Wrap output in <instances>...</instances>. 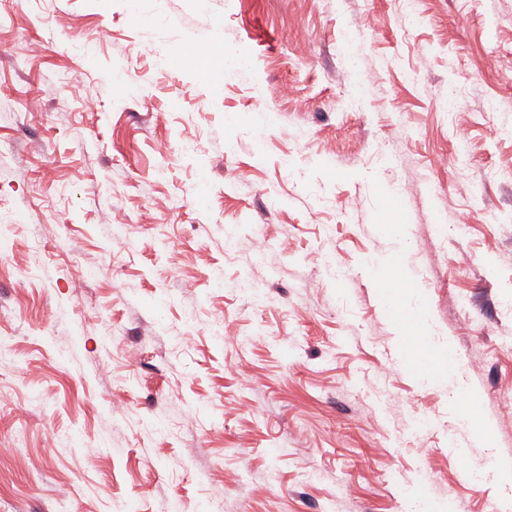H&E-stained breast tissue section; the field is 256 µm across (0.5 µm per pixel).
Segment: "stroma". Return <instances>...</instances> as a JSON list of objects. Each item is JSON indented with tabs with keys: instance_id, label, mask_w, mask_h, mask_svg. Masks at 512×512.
<instances>
[{
	"instance_id": "stroma-1",
	"label": "stroma",
	"mask_w": 512,
	"mask_h": 512,
	"mask_svg": "<svg viewBox=\"0 0 512 512\" xmlns=\"http://www.w3.org/2000/svg\"><path fill=\"white\" fill-rule=\"evenodd\" d=\"M216 47L250 73L201 81ZM508 125L512 0H0V512H486L508 490L480 473L512 465ZM459 128L468 163L435 169ZM414 293L476 406L399 364Z\"/></svg>"
}]
</instances>
